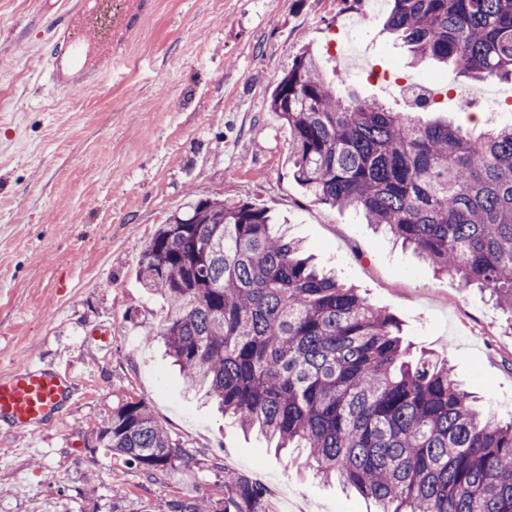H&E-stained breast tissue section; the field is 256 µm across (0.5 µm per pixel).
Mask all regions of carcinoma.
I'll return each mask as SVG.
<instances>
[{
	"instance_id": "obj_1",
	"label": "carcinoma",
	"mask_w": 512,
	"mask_h": 512,
	"mask_svg": "<svg viewBox=\"0 0 512 512\" xmlns=\"http://www.w3.org/2000/svg\"><path fill=\"white\" fill-rule=\"evenodd\" d=\"M387 28L454 77L512 79V0H392ZM292 132L294 179L315 201L362 213L437 272L512 314V124L472 139L375 100L343 99L316 58L293 61L270 98ZM143 287L186 386L243 430L305 448L316 474L377 512H512V421L476 409L449 361L410 357L400 322L315 268L270 211L191 199L140 251ZM151 480L192 456L149 406L126 402L93 433ZM169 512H265L242 477Z\"/></svg>"
}]
</instances>
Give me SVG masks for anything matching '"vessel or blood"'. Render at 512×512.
<instances>
[{
    "label": "vessel or blood",
    "mask_w": 512,
    "mask_h": 512,
    "mask_svg": "<svg viewBox=\"0 0 512 512\" xmlns=\"http://www.w3.org/2000/svg\"><path fill=\"white\" fill-rule=\"evenodd\" d=\"M112 0H61L51 26V47L42 75L54 89L71 94L112 69ZM82 396L74 368L57 359L27 365L0 378V425L28 435L58 422Z\"/></svg>",
    "instance_id": "vessel-or-blood-1"
}]
</instances>
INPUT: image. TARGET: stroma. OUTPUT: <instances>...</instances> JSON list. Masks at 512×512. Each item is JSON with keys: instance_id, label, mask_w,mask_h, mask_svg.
<instances>
[{"instance_id": "stroma-1", "label": "stroma", "mask_w": 512, "mask_h": 512, "mask_svg": "<svg viewBox=\"0 0 512 512\" xmlns=\"http://www.w3.org/2000/svg\"><path fill=\"white\" fill-rule=\"evenodd\" d=\"M55 9L0 0V376L63 354L93 377L62 423L0 433V512H168L180 497L221 495L228 473L263 489L266 512H371L314 475L301 449L274 451L224 419L183 387L162 340L146 342L161 302L137 278L139 251L192 196L268 208L316 264L397 317L412 352L448 360L483 410L512 418V315L358 211L314 202L269 110L307 50L341 95L418 112L399 82L432 75L445 85L448 72L431 60L408 66L384 29L389 0L366 17L358 0H141L114 38L111 72L68 96L40 75ZM356 22L358 67L336 59ZM490 92L497 100L467 130L511 122L512 81L494 76L446 92L419 118L458 116ZM140 400L193 456L150 482L86 443L115 408Z\"/></svg>"}]
</instances>
